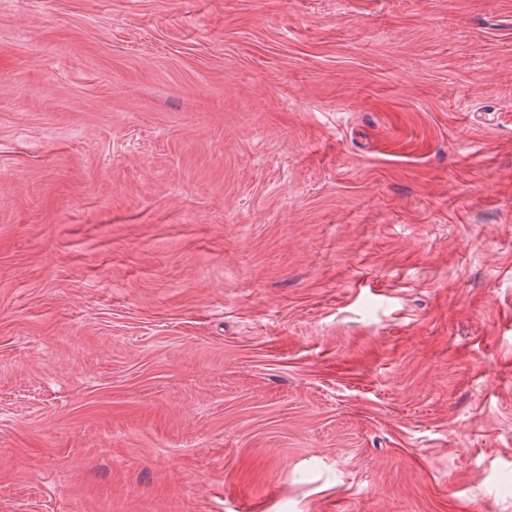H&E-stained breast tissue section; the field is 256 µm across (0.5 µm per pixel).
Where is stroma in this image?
<instances>
[{
  "label": "stroma",
  "mask_w": 512,
  "mask_h": 512,
  "mask_svg": "<svg viewBox=\"0 0 512 512\" xmlns=\"http://www.w3.org/2000/svg\"><path fill=\"white\" fill-rule=\"evenodd\" d=\"M0 512H512V0H0Z\"/></svg>",
  "instance_id": "obj_1"
}]
</instances>
